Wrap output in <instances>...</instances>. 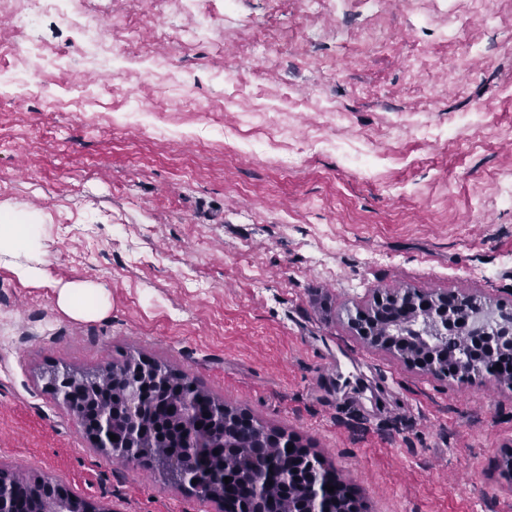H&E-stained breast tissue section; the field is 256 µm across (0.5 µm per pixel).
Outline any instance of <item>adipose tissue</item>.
<instances>
[{"mask_svg":"<svg viewBox=\"0 0 512 512\" xmlns=\"http://www.w3.org/2000/svg\"><path fill=\"white\" fill-rule=\"evenodd\" d=\"M41 226L29 217L8 211L0 213V259L11 261L12 269L21 280H41L44 271L28 262L39 245ZM60 308L75 318H94L106 310L105 302L97 289L85 284L71 283L60 288Z\"/></svg>","mask_w":512,"mask_h":512,"instance_id":"obj_1","label":"adipose tissue"}]
</instances>
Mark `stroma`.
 <instances>
[{
  "instance_id": "stroma-1",
  "label": "stroma",
  "mask_w": 512,
  "mask_h": 512,
  "mask_svg": "<svg viewBox=\"0 0 512 512\" xmlns=\"http://www.w3.org/2000/svg\"><path fill=\"white\" fill-rule=\"evenodd\" d=\"M0 0V466L112 512H222L94 447L57 371L144 356L297 435L364 512H512V389L359 342L373 290L512 305V0ZM200 28L188 42L181 31ZM102 288L79 320L60 288ZM42 224L29 217L2 211L0 218V263L10 259L12 270L23 281H39L44 270L32 262L17 261L21 256H29L39 245Z\"/></svg>"
}]
</instances>
